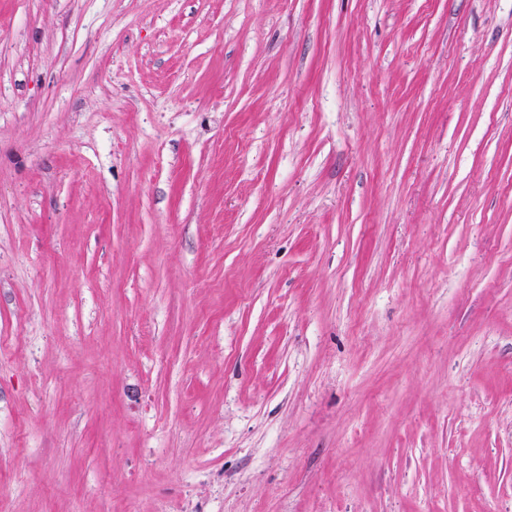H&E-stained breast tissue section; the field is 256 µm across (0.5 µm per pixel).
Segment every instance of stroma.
<instances>
[{"label": "stroma", "mask_w": 512, "mask_h": 512, "mask_svg": "<svg viewBox=\"0 0 512 512\" xmlns=\"http://www.w3.org/2000/svg\"><path fill=\"white\" fill-rule=\"evenodd\" d=\"M0 512H512V0H0Z\"/></svg>", "instance_id": "35a3bbf8"}]
</instances>
